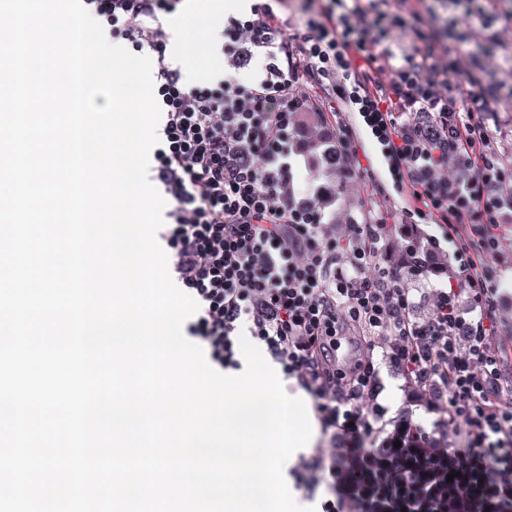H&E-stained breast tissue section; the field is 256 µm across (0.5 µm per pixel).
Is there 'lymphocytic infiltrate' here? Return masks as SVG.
Wrapping results in <instances>:
<instances>
[{
	"mask_svg": "<svg viewBox=\"0 0 512 512\" xmlns=\"http://www.w3.org/2000/svg\"><path fill=\"white\" fill-rule=\"evenodd\" d=\"M113 40L152 56L163 114L148 179L170 208L158 231L184 293L199 305L187 333L217 371L241 367L248 329L284 381L312 399L321 437L290 472L320 512H512V353L497 316L489 256L512 195V162L491 151L484 87L461 103L437 59L439 32L397 58L382 22L390 0H314L308 31L288 43L279 11L261 0L222 22L230 72L187 84L166 61L161 21L184 0H82ZM373 16V38L350 22ZM262 60L250 84L234 70ZM331 88L333 117L358 113L378 140L403 212L430 219L463 257V286L439 289L414 315L409 270L381 266L385 213L337 236L300 194L293 144L318 111L306 86ZM456 165L463 178L442 173ZM411 402L440 411L433 431L411 416L380 425L381 365Z\"/></svg>",
	"mask_w": 512,
	"mask_h": 512,
	"instance_id": "lymphocytic-infiltrate-1",
	"label": "lymphocytic infiltrate"
}]
</instances>
